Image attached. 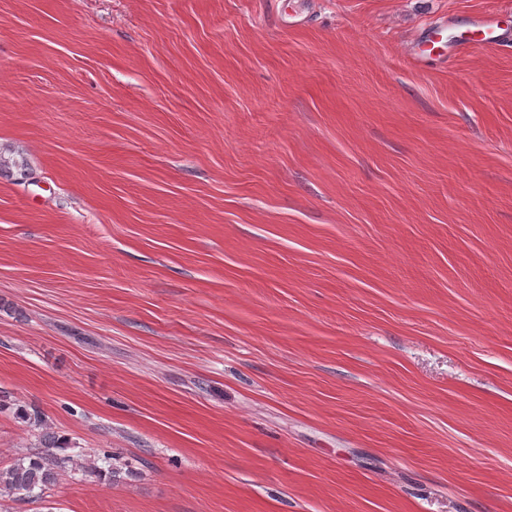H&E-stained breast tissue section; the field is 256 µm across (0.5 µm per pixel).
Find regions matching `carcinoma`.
Returning <instances> with one entry per match:
<instances>
[{
	"label": "carcinoma",
	"instance_id": "1",
	"mask_svg": "<svg viewBox=\"0 0 512 512\" xmlns=\"http://www.w3.org/2000/svg\"><path fill=\"white\" fill-rule=\"evenodd\" d=\"M17 416L29 427L43 430L44 451L20 453L9 466L0 467V506L22 496L33 501L42 500L60 476L72 471L104 476L113 484L134 474L131 463L119 455L76 459L65 454L61 449L65 448L66 439L54 431L45 430L39 415L21 409Z\"/></svg>",
	"mask_w": 512,
	"mask_h": 512
}]
</instances>
